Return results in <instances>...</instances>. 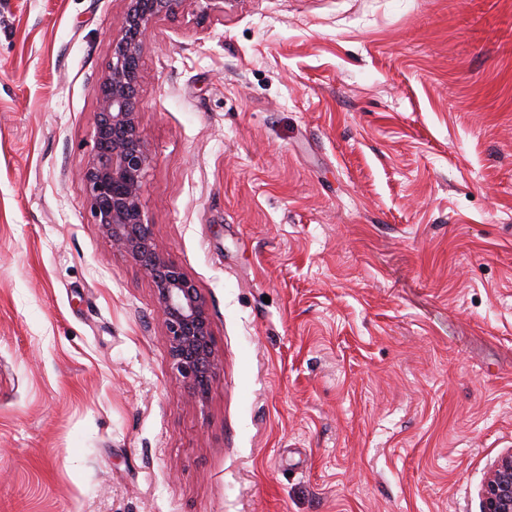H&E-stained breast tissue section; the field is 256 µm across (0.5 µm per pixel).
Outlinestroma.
<instances>
[{"mask_svg":"<svg viewBox=\"0 0 512 512\" xmlns=\"http://www.w3.org/2000/svg\"><path fill=\"white\" fill-rule=\"evenodd\" d=\"M124 0H0V512H480L512 448V0H200L141 51L191 398L82 168Z\"/></svg>","mask_w":512,"mask_h":512,"instance_id":"1","label":"stroma"}]
</instances>
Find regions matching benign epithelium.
<instances>
[{
    "label": "benign epithelium",
    "mask_w": 512,
    "mask_h": 512,
    "mask_svg": "<svg viewBox=\"0 0 512 512\" xmlns=\"http://www.w3.org/2000/svg\"><path fill=\"white\" fill-rule=\"evenodd\" d=\"M119 34L98 87L94 147L82 179L94 223L112 247L150 276L166 347L195 397L205 394L220 369L205 297L183 268L155 245L143 195L154 159L139 131L137 101L143 42L155 21L177 16L186 0H124ZM480 512H512V449L491 463L480 491Z\"/></svg>",
    "instance_id": "obj_1"
}]
</instances>
